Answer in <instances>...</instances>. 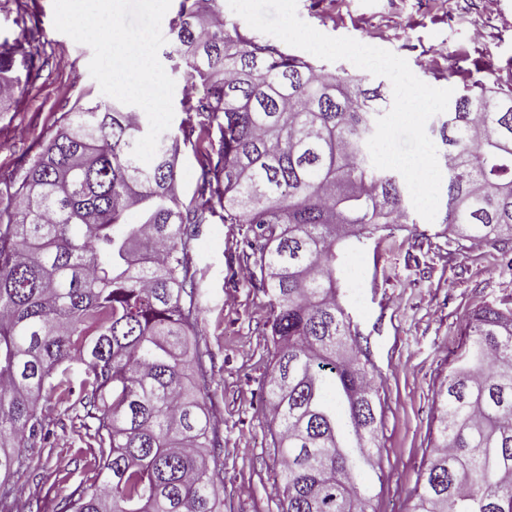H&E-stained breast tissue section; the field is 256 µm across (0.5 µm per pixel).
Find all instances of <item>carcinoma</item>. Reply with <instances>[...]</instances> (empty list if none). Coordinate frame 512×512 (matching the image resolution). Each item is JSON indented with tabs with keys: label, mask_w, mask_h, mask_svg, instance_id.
Here are the masks:
<instances>
[{
	"label": "carcinoma",
	"mask_w": 512,
	"mask_h": 512,
	"mask_svg": "<svg viewBox=\"0 0 512 512\" xmlns=\"http://www.w3.org/2000/svg\"><path fill=\"white\" fill-rule=\"evenodd\" d=\"M179 0L171 27L184 111L219 133L198 198L176 193L178 134L132 155L148 120L94 102L65 113L18 185L0 190V512L9 478L45 439L40 403L103 401L95 479L58 512H220L224 497L195 323L190 225L222 212L248 224L243 253L271 302L269 434L280 512H368L363 471L377 447V368L338 299L350 241L415 223L403 178L372 165L367 141L389 110L343 68L227 28L221 0ZM47 57L0 44V83ZM448 165L440 223L461 239L512 240V95L476 84L432 127ZM434 399L435 437L412 512H512V311L480 308Z\"/></svg>",
	"instance_id": "cac0c4a2"
}]
</instances>
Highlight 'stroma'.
I'll return each instance as SVG.
<instances>
[{
	"instance_id": "35a3bbf8",
	"label": "stroma",
	"mask_w": 512,
	"mask_h": 512,
	"mask_svg": "<svg viewBox=\"0 0 512 512\" xmlns=\"http://www.w3.org/2000/svg\"><path fill=\"white\" fill-rule=\"evenodd\" d=\"M297 13L323 34L404 58L430 86L458 92L480 83L512 94V0H297ZM53 17V0H0V44L30 37L49 59L0 112L4 178L22 180L40 143L61 130L65 112L105 99L89 73L91 48L58 32ZM160 62L175 82L170 129L187 135L175 162L177 193L187 201L219 134L201 130L182 111V71L169 57ZM417 227L346 251L363 282L356 295L342 286L341 301L381 373L380 452L376 468L365 474L374 512H411L433 442L435 391L464 341L470 315L487 305L512 310V250L458 244L434 221L419 220ZM247 235V225L217 216L195 227L187 255L198 292L195 341L211 377L205 402L224 452V512H278L282 494L263 393L273 352L270 308L267 296L244 278ZM97 412L90 405H50L48 440L12 479L41 512H55L79 484L93 481Z\"/></svg>"
}]
</instances>
